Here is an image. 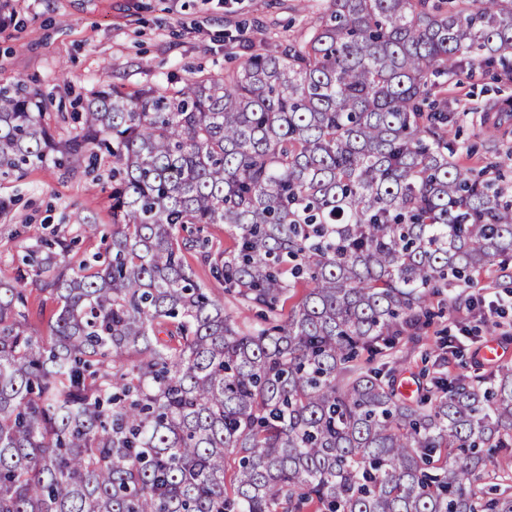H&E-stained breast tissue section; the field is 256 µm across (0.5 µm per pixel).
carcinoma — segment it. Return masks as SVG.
<instances>
[{"instance_id": "obj_1", "label": "carcinoma", "mask_w": 512, "mask_h": 512, "mask_svg": "<svg viewBox=\"0 0 512 512\" xmlns=\"http://www.w3.org/2000/svg\"><path fill=\"white\" fill-rule=\"evenodd\" d=\"M490 67L512 80V0H325L234 70L91 91L59 140L38 90L0 83V177L109 162L112 200L92 259L26 246L46 333L28 274L0 277V512H512L484 482L512 369H426L408 399L367 367L512 257L508 187L457 165L429 103ZM25 294L27 296V305L30 312V321L36 330L42 332L45 328L47 320L55 311V303L45 300V294H42L36 288L28 285ZM39 313H41L39 315Z\"/></svg>"}]
</instances>
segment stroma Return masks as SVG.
Here are the masks:
<instances>
[{"mask_svg":"<svg viewBox=\"0 0 512 512\" xmlns=\"http://www.w3.org/2000/svg\"><path fill=\"white\" fill-rule=\"evenodd\" d=\"M0 80L22 81L63 106L100 84L129 89L166 84L192 71L217 73L248 57L260 41L303 34L314 14L302 0H0ZM433 99L452 109L449 140L456 161L485 170L512 151V82L492 74L461 75ZM105 188L85 176L35 167L22 178H0V276H13L22 248L61 231L74 239L72 260L101 251L112 230ZM98 225L87 237L84 227ZM435 316L418 343H403L400 381L421 369L454 377L482 361L486 341L503 350L512 368V260L494 264L482 286L434 297Z\"/></svg>","mask_w":512,"mask_h":512,"instance_id":"1","label":"stroma"}]
</instances>
